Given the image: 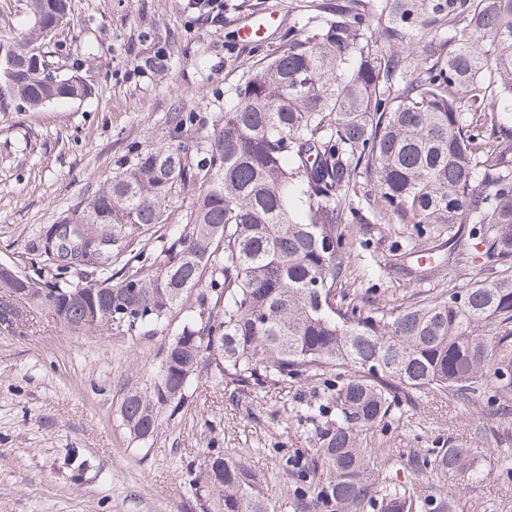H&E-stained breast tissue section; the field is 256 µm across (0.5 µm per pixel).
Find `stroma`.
Listing matches in <instances>:
<instances>
[{"mask_svg":"<svg viewBox=\"0 0 512 512\" xmlns=\"http://www.w3.org/2000/svg\"><path fill=\"white\" fill-rule=\"evenodd\" d=\"M320 0H72L52 60L80 69L91 98L0 112V263L37 276L40 231L119 172L132 146L170 141V117L190 112L189 138L206 134L232 88L251 66L303 33ZM274 12L256 44L239 41L237 20ZM168 50L156 71L145 58ZM353 263L382 266L362 288L370 298L410 288L412 245L435 246L410 224H355ZM169 333L72 335L48 312L25 325H0V512H200L192 479L215 451L245 455L269 482L276 512H295L285 458L311 447L307 429L277 424L291 402L284 393L235 392L200 377L174 416L153 437L132 440L119 414L123 395L155 377ZM481 405L465 406L430 391L383 439L395 482H423L406 454L438 448L468 452L469 472L434 485L453 512H512V421L498 454L482 449Z\"/></svg>","mask_w":512,"mask_h":512,"instance_id":"1","label":"stroma"}]
</instances>
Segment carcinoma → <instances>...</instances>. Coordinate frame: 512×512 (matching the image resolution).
Listing matches in <instances>:
<instances>
[{"mask_svg": "<svg viewBox=\"0 0 512 512\" xmlns=\"http://www.w3.org/2000/svg\"><path fill=\"white\" fill-rule=\"evenodd\" d=\"M26 2V28L0 34V109L91 96L76 70L45 75L70 0ZM320 13L235 86L203 140H184L193 117L175 113L174 142L132 148L65 227H45L49 278L1 269L0 322L46 310L72 334L153 336L175 321L157 375L122 398L132 438L153 436L202 374L241 392L307 385L282 419L313 437L285 460L296 512H448L447 498L391 481L393 449L374 437L429 389L486 400L492 421L512 412V0H326ZM365 174L367 215L352 203ZM391 221L450 243L467 229L476 250L448 248L461 288L399 304L353 288L370 268L349 261V225ZM153 228L147 264L113 269ZM444 265L422 249L415 281ZM410 463L430 485L467 456ZM264 483L218 451L193 485L202 512H274Z\"/></svg>", "mask_w": 512, "mask_h": 512, "instance_id": "obj_1", "label": "carcinoma"}]
</instances>
